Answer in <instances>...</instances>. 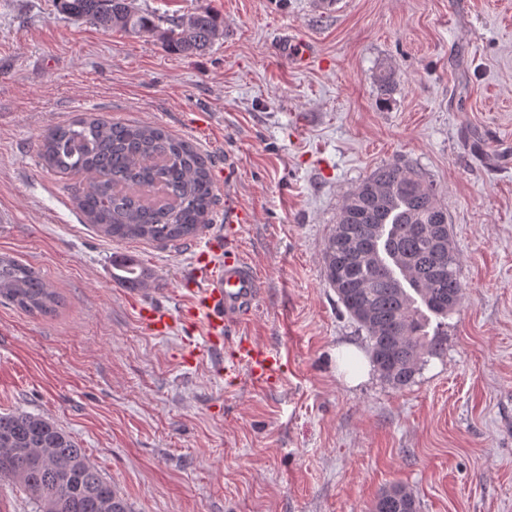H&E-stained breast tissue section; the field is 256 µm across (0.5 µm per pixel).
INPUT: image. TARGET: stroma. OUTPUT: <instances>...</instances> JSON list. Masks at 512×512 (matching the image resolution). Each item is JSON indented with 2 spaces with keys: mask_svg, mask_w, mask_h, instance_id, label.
<instances>
[{
  "mask_svg": "<svg viewBox=\"0 0 512 512\" xmlns=\"http://www.w3.org/2000/svg\"><path fill=\"white\" fill-rule=\"evenodd\" d=\"M206 8L224 33L201 55L0 0V254L62 298L32 315L0 301V412L55 421L130 512H369L384 489L419 512H512V0H137ZM291 36L310 69L276 51ZM394 84L382 92L377 75ZM89 114L163 127L213 161L219 202L192 241H118L84 224L73 178L37 141ZM398 162L448 208L466 286L446 348L398 387L348 385L337 349H366L324 278L322 250L358 184ZM228 242L255 270L253 314L224 353L184 360L194 256ZM150 269L113 277L116 255ZM176 317L164 334L146 304ZM275 351L276 382L232 368L239 337ZM141 322L150 330L156 332L167 331L171 324L173 316L172 314L162 305H151L144 307L140 310Z\"/></svg>",
  "mask_w": 512,
  "mask_h": 512,
  "instance_id": "1",
  "label": "stroma"
}]
</instances>
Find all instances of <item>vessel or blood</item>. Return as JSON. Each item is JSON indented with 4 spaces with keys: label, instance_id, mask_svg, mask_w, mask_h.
<instances>
[{
    "label": "vessel or blood",
    "instance_id": "obj_1",
    "mask_svg": "<svg viewBox=\"0 0 512 512\" xmlns=\"http://www.w3.org/2000/svg\"><path fill=\"white\" fill-rule=\"evenodd\" d=\"M277 52L294 65L305 68L312 63V53L305 44L281 38ZM188 286L193 294L192 317L203 319L206 335L203 341L192 343L187 357L202 355L224 348V330L233 323L245 320L258 301L255 274L239 254L226 251L222 240H214L195 257V268ZM172 314L161 305H152L140 311L141 322L150 330L167 331ZM237 363L243 365L255 383L268 384L278 366L272 351L261 349L251 342L239 341L233 351Z\"/></svg>",
    "mask_w": 512,
    "mask_h": 512
}]
</instances>
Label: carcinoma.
I'll list each match as a JSON object with an SVG mask.
<instances>
[{
  "label": "carcinoma",
  "mask_w": 512,
  "mask_h": 512,
  "mask_svg": "<svg viewBox=\"0 0 512 512\" xmlns=\"http://www.w3.org/2000/svg\"><path fill=\"white\" fill-rule=\"evenodd\" d=\"M59 7L96 27L153 37L186 56L206 51L223 34L205 9L169 19L141 11L135 0H59ZM38 151L49 169L85 178L74 186L79 210L115 240H191L216 202L211 157L158 126L77 117L48 126ZM382 251L408 288L386 272ZM322 260L329 287L365 331L383 379L405 386L443 353L445 339L425 331L423 310L452 317L465 287L448 209L432 183L400 163L377 168L343 200ZM116 269L125 284H142L148 275L132 258ZM0 299L40 315L60 304L39 272L6 256H0ZM0 481L22 488L35 512H128L73 437L41 415L0 414ZM372 512H405L403 496L384 490Z\"/></svg>",
  "instance_id": "1"
}]
</instances>
